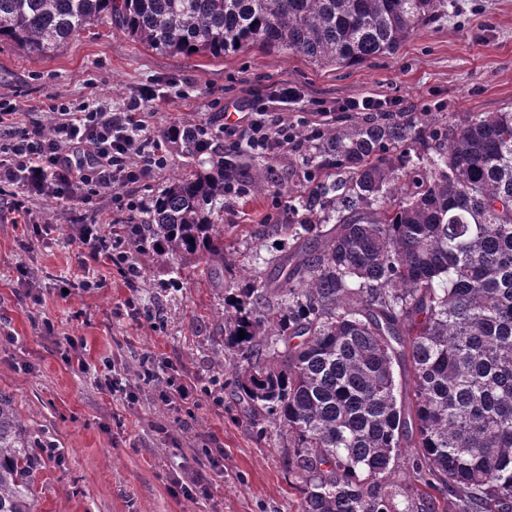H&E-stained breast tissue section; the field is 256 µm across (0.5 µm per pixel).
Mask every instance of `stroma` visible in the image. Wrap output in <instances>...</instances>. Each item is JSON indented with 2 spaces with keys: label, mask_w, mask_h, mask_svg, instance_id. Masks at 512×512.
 <instances>
[{
  "label": "stroma",
  "mask_w": 512,
  "mask_h": 512,
  "mask_svg": "<svg viewBox=\"0 0 512 512\" xmlns=\"http://www.w3.org/2000/svg\"><path fill=\"white\" fill-rule=\"evenodd\" d=\"M286 80L304 95L288 117L325 124L354 119L349 100L388 101L390 114L440 113L454 123L470 112H512V0H453L444 19L417 29L400 50L353 67L321 68L293 54L250 48L223 59L169 56L145 49L109 20L45 55L0 43V98L48 111L56 98L73 104L125 102L153 87L163 101L146 115L151 135L193 125L240 145L229 133L241 105L266 98ZM322 112H313V102ZM77 202L56 203L40 234L0 222V390L22 412L34 437L54 444L56 457L40 474L36 512H297L288 471L291 446L268 422H255L234 392L231 371L215 359L223 349L219 316L226 285L243 271L260 276L274 238L256 241L262 224L292 219L284 199L252 189L224 199V282L205 266L170 275L152 247L132 250L143 276L127 287L116 269L82 265ZM69 280L71 294L57 293ZM100 288L84 291V280ZM134 298L139 319L116 318L117 303ZM78 341L90 365L110 361L132 387L125 403L92 375L67 364ZM152 361L174 377L208 388L198 406H159L155 384L139 374ZM224 451L212 468L207 449ZM203 477L209 497L188 502L176 480Z\"/></svg>",
  "instance_id": "stroma-1"
}]
</instances>
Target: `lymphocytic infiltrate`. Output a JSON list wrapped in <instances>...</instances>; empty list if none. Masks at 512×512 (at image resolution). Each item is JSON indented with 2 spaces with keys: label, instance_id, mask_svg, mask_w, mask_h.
Wrapping results in <instances>:
<instances>
[{
  "label": "lymphocytic infiltrate",
  "instance_id": "f902f5d3",
  "mask_svg": "<svg viewBox=\"0 0 512 512\" xmlns=\"http://www.w3.org/2000/svg\"><path fill=\"white\" fill-rule=\"evenodd\" d=\"M154 99L151 89H143L122 112L100 105L74 110L60 103L47 122L24 125L15 120L17 105L0 101V197H10L12 210L30 216L35 202L88 204L110 187L116 212L141 209L128 186L166 162L159 150L149 149L144 125L135 118L142 104ZM246 128L248 145L261 153L283 151L296 141L294 124L270 115L266 105H250ZM77 240L83 263L116 266L131 286L141 278L138 266L128 261L126 238L102 224L83 223Z\"/></svg>",
  "mask_w": 512,
  "mask_h": 512
}]
</instances>
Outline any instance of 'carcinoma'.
<instances>
[{"instance_id": "carcinoma-1", "label": "carcinoma", "mask_w": 512, "mask_h": 512, "mask_svg": "<svg viewBox=\"0 0 512 512\" xmlns=\"http://www.w3.org/2000/svg\"><path fill=\"white\" fill-rule=\"evenodd\" d=\"M447 14L448 0H0V42L42 56L107 18L160 53L259 46L348 67ZM161 136L184 172L115 223L138 225L174 271L203 262L222 277L231 183L302 212L264 225L288 253L270 255L275 278L234 283L220 316L235 392L288 434L298 512H401L388 473L405 448L413 481L448 494L442 512H512V112L329 126L307 140L296 201L273 169L243 161L248 147L226 155L187 126ZM42 467L0 392V512H35Z\"/></svg>"}]
</instances>
